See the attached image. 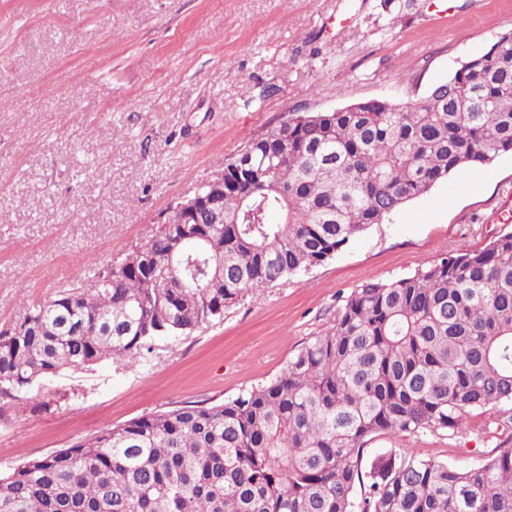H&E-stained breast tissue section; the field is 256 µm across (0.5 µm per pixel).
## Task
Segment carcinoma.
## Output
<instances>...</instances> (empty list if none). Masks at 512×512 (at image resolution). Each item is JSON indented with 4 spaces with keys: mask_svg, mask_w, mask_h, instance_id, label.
<instances>
[{
    "mask_svg": "<svg viewBox=\"0 0 512 512\" xmlns=\"http://www.w3.org/2000/svg\"><path fill=\"white\" fill-rule=\"evenodd\" d=\"M512 151V30L409 104L290 112L224 166L222 224H163L0 331L4 405L139 361L322 264L457 171ZM512 405V231L352 291L276 377L0 468V512H512V447L475 468L364 447Z\"/></svg>",
    "mask_w": 512,
    "mask_h": 512,
    "instance_id": "obj_1",
    "label": "carcinoma"
}]
</instances>
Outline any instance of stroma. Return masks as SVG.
Masks as SVG:
<instances>
[{"label": "stroma", "instance_id": "obj_1", "mask_svg": "<svg viewBox=\"0 0 512 512\" xmlns=\"http://www.w3.org/2000/svg\"><path fill=\"white\" fill-rule=\"evenodd\" d=\"M510 30L512 0H414L400 12L381 0H0V330L122 261L284 113L416 101ZM505 230L512 151L247 294L219 322L157 340L141 362L34 387L0 424V464L234 397L278 375L354 289ZM511 414L471 411L452 436H380L365 457L408 450L473 467L512 437Z\"/></svg>", "mask_w": 512, "mask_h": 512}]
</instances>
